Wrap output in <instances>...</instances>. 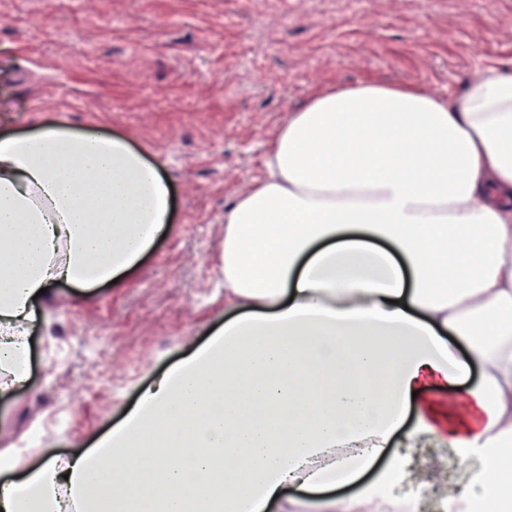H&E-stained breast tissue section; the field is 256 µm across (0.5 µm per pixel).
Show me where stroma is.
Listing matches in <instances>:
<instances>
[{
    "instance_id": "stroma-1",
    "label": "stroma",
    "mask_w": 512,
    "mask_h": 512,
    "mask_svg": "<svg viewBox=\"0 0 512 512\" xmlns=\"http://www.w3.org/2000/svg\"><path fill=\"white\" fill-rule=\"evenodd\" d=\"M499 60L512 0H0V132L122 135L161 163L173 208L123 287L38 301L28 381L0 397V482L92 447L223 325L224 214L289 111L366 78L457 96ZM404 454L392 494L442 512L452 448L421 435Z\"/></svg>"
}]
</instances>
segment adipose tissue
Returning <instances> with one entry per match:
<instances>
[{
    "label": "adipose tissue",
    "mask_w": 512,
    "mask_h": 512,
    "mask_svg": "<svg viewBox=\"0 0 512 512\" xmlns=\"http://www.w3.org/2000/svg\"><path fill=\"white\" fill-rule=\"evenodd\" d=\"M266 165L224 214L223 327L96 447L1 484L0 512H103L95 480L112 512H288L291 486L317 512H395L390 448L420 430L456 450L457 512L506 496L490 476L512 462V66L448 99L325 87ZM170 224L161 167L127 138L51 120L0 136V396L28 377L36 293L124 281ZM436 383L463 387L444 416L417 397ZM384 454L348 504L331 496Z\"/></svg>",
    "instance_id": "adipose-tissue-1"
}]
</instances>
